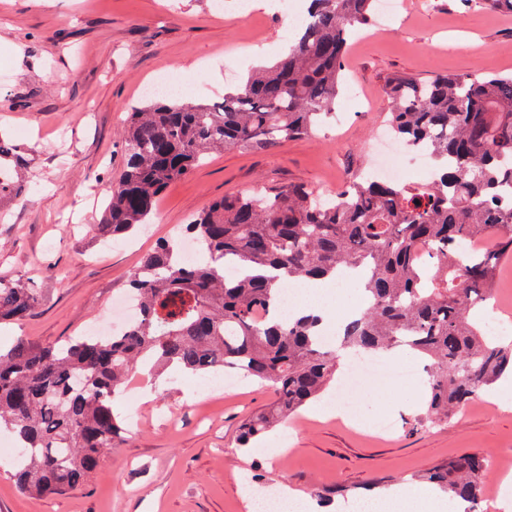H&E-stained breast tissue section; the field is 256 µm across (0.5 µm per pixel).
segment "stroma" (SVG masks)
<instances>
[{"label":"stroma","mask_w":512,"mask_h":512,"mask_svg":"<svg viewBox=\"0 0 512 512\" xmlns=\"http://www.w3.org/2000/svg\"><path fill=\"white\" fill-rule=\"evenodd\" d=\"M388 29L364 28L352 42L344 78L362 101L340 97L341 124L269 152L229 149L170 184L162 217L118 241L97 238L111 188L125 162L124 124L142 101L141 87L177 75L185 97L223 100L248 75L287 52L294 27L278 9L244 18L237 0H0V135L26 160L24 198H0V277L38 290L40 303L0 342L41 346L81 335L106 315L112 295L157 245L216 199L264 186L299 183L341 189L371 164L384 127L386 78L404 72L487 76L512 73V12L470 0H404ZM151 384L140 404L121 392L114 410L130 428L109 449L87 485L39 498L14 483L10 456L0 457V512H245V485L326 492L331 503L366 498L455 456L512 454V408L478 395L448 423L425 420L424 384L395 386L376 378L344 414L329 396L263 435L238 445L242 420L270 404L271 390L247 380L238 390L202 396L199 380L134 370ZM390 417L379 435L370 422ZM286 438L284 452L276 442Z\"/></svg>","instance_id":"obj_1"}]
</instances>
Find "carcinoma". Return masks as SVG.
I'll return each mask as SVG.
<instances>
[{
    "label": "carcinoma",
    "mask_w": 512,
    "mask_h": 512,
    "mask_svg": "<svg viewBox=\"0 0 512 512\" xmlns=\"http://www.w3.org/2000/svg\"><path fill=\"white\" fill-rule=\"evenodd\" d=\"M375 0H311L309 21L288 55L253 73L220 102L151 97L130 113L121 177L96 234L114 238L148 223L162 192L217 149L264 152L335 117L352 38ZM388 129L423 145L434 163L426 187L352 181L333 204L303 185L215 200L185 226L213 264L187 266L179 240L161 242L129 273L135 322L108 337H72L56 347L0 348V431L25 450L18 489L62 494L92 478L106 450L127 441L112 401L138 365L194 376L236 371L271 389L273 403L239 426V445L282 423L336 380L344 354L394 348L429 361L426 415L446 422L512 370V341L493 340L469 312L484 303L501 256L512 252V74L478 79L398 73L385 81ZM22 159L0 140V197L25 184ZM494 239L464 253L461 242ZM241 270L224 279L222 264ZM366 270L364 312L344 321L334 349L315 318L284 323L257 310L277 302L275 283ZM38 293L0 279V323L21 321ZM485 457L451 458L425 477L477 505Z\"/></svg>",
    "instance_id": "carcinoma-1"
}]
</instances>
